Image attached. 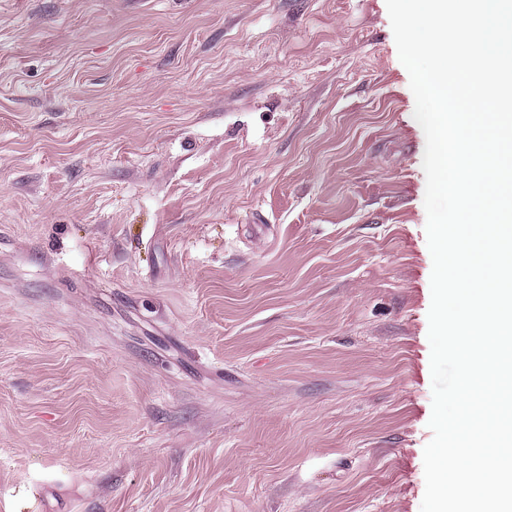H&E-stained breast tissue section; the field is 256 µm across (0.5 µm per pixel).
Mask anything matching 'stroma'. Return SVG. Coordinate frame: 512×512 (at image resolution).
Instances as JSON below:
<instances>
[{
	"label": "stroma",
	"mask_w": 512,
	"mask_h": 512,
	"mask_svg": "<svg viewBox=\"0 0 512 512\" xmlns=\"http://www.w3.org/2000/svg\"><path fill=\"white\" fill-rule=\"evenodd\" d=\"M414 109L386 0H0V512H420Z\"/></svg>",
	"instance_id": "obj_1"
}]
</instances>
